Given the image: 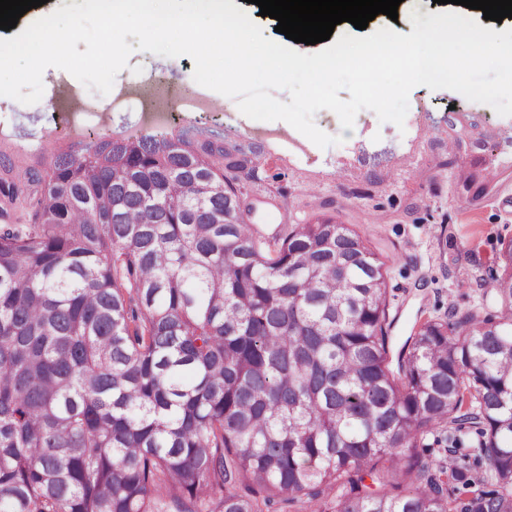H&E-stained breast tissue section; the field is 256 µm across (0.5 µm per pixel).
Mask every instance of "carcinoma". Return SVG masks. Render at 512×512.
<instances>
[{
	"mask_svg": "<svg viewBox=\"0 0 512 512\" xmlns=\"http://www.w3.org/2000/svg\"><path fill=\"white\" fill-rule=\"evenodd\" d=\"M249 163L103 135L0 212V512H512V239L498 310L424 322L398 383L386 262L328 218L262 242L224 176ZM447 438V432H437L434 434H427L423 437L421 440L419 447L415 449V451L421 456L426 459H445L447 460L448 466L451 463V461L446 457V455L443 453H440L437 449L438 448H448V439ZM438 439L439 442H436L435 440Z\"/></svg>",
	"mask_w": 512,
	"mask_h": 512,
	"instance_id": "obj_1",
	"label": "carcinoma"
}]
</instances>
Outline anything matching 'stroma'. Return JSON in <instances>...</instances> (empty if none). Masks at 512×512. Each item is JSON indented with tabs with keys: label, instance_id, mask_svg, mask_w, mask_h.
Segmentation results:
<instances>
[{
	"label": "stroma",
	"instance_id": "35a3bbf8",
	"mask_svg": "<svg viewBox=\"0 0 512 512\" xmlns=\"http://www.w3.org/2000/svg\"><path fill=\"white\" fill-rule=\"evenodd\" d=\"M193 69L187 56L137 51L114 85L138 80L146 93L158 78L182 98L197 87ZM63 83L76 80L53 67L43 78L39 102L0 96V206L9 205L19 223L30 215L20 202H9V187L77 146L76 139L56 134L50 111V97ZM409 100L413 110L400 127L364 109L345 129L334 112L318 111L315 124L344 138L324 149L307 139L297 148L267 138L281 123L253 120L236 109L180 112L172 129L194 147L239 149L253 159L254 174L239 173L232 185L255 202V225L263 235L282 232L287 222L305 223L322 203L386 257L392 320L387 346L393 358L424 320L489 304L494 257L501 239L512 238V116L447 89L420 85ZM494 164L506 170L501 184L490 189L481 174ZM463 167L472 182L459 180Z\"/></svg>",
	"mask_w": 512,
	"mask_h": 512
}]
</instances>
